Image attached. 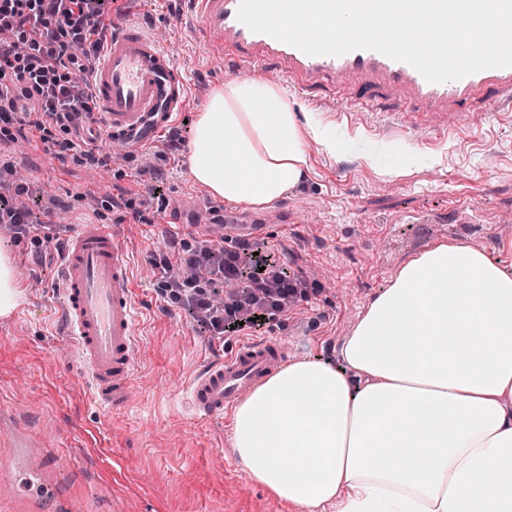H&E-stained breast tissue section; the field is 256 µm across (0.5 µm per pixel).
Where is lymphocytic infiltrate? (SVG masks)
Listing matches in <instances>:
<instances>
[{
  "mask_svg": "<svg viewBox=\"0 0 512 512\" xmlns=\"http://www.w3.org/2000/svg\"><path fill=\"white\" fill-rule=\"evenodd\" d=\"M111 7L112 0H0V28L12 35L0 45V88L33 85L44 150L91 167L100 165V155L79 138L95 109L92 76ZM151 264L167 303L192 310L216 339L264 336L307 298L306 280L291 275L257 238L220 249L182 239ZM220 281L239 288L219 308L212 296Z\"/></svg>",
  "mask_w": 512,
  "mask_h": 512,
  "instance_id": "obj_1",
  "label": "lymphocytic infiltrate"
}]
</instances>
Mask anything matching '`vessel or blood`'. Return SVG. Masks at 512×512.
<instances>
[{
    "label": "vessel or blood",
    "instance_id": "b4317fda",
    "mask_svg": "<svg viewBox=\"0 0 512 512\" xmlns=\"http://www.w3.org/2000/svg\"><path fill=\"white\" fill-rule=\"evenodd\" d=\"M199 21L198 39L211 57L238 66L245 77L275 63L280 82L296 92L331 84L354 111L348 120L371 125L372 90L392 91L427 118L419 130L423 146L458 134L459 118L477 93L489 110L512 99V67L489 68L457 81L428 82L413 66L369 49L341 56H311L270 35L250 30L237 18L240 0H191ZM95 92L103 139L120 153L136 155L172 124L188 98V84L172 56L141 26L112 22V36L95 71ZM265 215L225 214L223 237L234 243L260 235ZM65 333L79 350L81 372L99 401L123 411L130 402L137 370L135 285L122 235L106 224H83L66 252L62 273ZM297 342L265 341L236 349L205 365L188 384L184 399L193 417L218 421L295 354Z\"/></svg>",
    "mask_w": 512,
    "mask_h": 512
}]
</instances>
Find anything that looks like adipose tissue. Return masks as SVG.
Wrapping results in <instances>:
<instances>
[{"label": "adipose tissue", "mask_w": 512, "mask_h": 512, "mask_svg": "<svg viewBox=\"0 0 512 512\" xmlns=\"http://www.w3.org/2000/svg\"><path fill=\"white\" fill-rule=\"evenodd\" d=\"M344 141L259 78L213 92L189 171L225 201L272 204L308 166V141ZM304 359L233 414L239 465L300 512H512V277L441 242L371 298L341 350Z\"/></svg>", "instance_id": "1"}]
</instances>
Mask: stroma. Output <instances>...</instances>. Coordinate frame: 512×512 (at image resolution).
Returning <instances> with one entry per match:
<instances>
[{"label": "stroma", "mask_w": 512, "mask_h": 512, "mask_svg": "<svg viewBox=\"0 0 512 512\" xmlns=\"http://www.w3.org/2000/svg\"><path fill=\"white\" fill-rule=\"evenodd\" d=\"M111 13L139 21L172 55L189 83V104L172 132L138 156L115 155L96 141L104 162L91 168L45 152L34 129L0 138V165L21 174L33 224L32 238L21 240L0 228V254L11 257L24 292L22 306L0 316V408L46 442V457L65 470L63 491L73 512H298L228 455L230 420L199 421L186 410V384L246 340L213 339L189 309L167 304L150 263L153 252L170 246L165 212L219 227L223 211L236 209L193 180L188 155L199 112L240 73L203 49L187 0H114ZM290 100L296 111L333 127L346 150L333 155L310 143L307 171L268 207L274 215L287 212L289 221H270L264 238L291 274L315 288L271 339L300 341L302 357L342 367L343 339L367 301L438 242L477 247L512 277V234L499 224L512 214V123L470 109L462 118L466 136L425 148L416 131L394 133L385 123L371 130L341 119L348 106L334 88ZM388 143L417 150L396 178L380 173L390 157L381 156L376 167L366 161ZM133 193L153 211L151 224L121 208ZM207 201L217 208L210 216L197 209ZM454 204L467 205L469 223L444 221ZM81 224L119 228L137 284V373L121 413L94 400L75 367L77 348L63 334L62 260Z\"/></svg>", "instance_id": "obj_1"}]
</instances>
